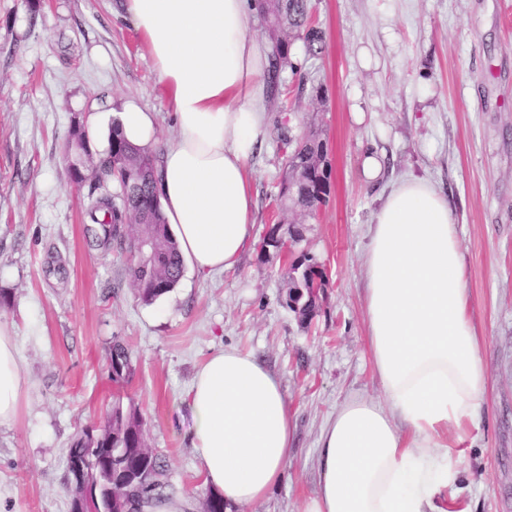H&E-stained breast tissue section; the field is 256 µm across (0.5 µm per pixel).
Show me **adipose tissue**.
Here are the masks:
<instances>
[{
    "label": "adipose tissue",
    "mask_w": 512,
    "mask_h": 512,
    "mask_svg": "<svg viewBox=\"0 0 512 512\" xmlns=\"http://www.w3.org/2000/svg\"><path fill=\"white\" fill-rule=\"evenodd\" d=\"M176 130L155 160L156 192L184 260L233 268L255 224L247 164L268 122L270 46L252 35L256 0H124ZM125 139L155 143L159 115L121 101ZM366 329L383 400L336 409L319 438L315 492L302 512H448L462 444L487 374L454 207L432 183L404 178L383 196L364 263ZM21 360L0 323V426L20 409ZM191 446L228 504L267 497L284 477L293 424L278 379L234 348L213 353L190 390Z\"/></svg>",
    "instance_id": "adipose-tissue-1"
}]
</instances>
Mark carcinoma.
<instances>
[{
	"label": "carcinoma",
	"instance_id": "cac0c4a2",
	"mask_svg": "<svg viewBox=\"0 0 512 512\" xmlns=\"http://www.w3.org/2000/svg\"><path fill=\"white\" fill-rule=\"evenodd\" d=\"M260 16L265 36L271 42L272 91H278L281 74L291 66L289 47L299 39L306 52L315 56L322 52L325 34L309 19L307 0H259ZM280 140L284 147L285 164H302L307 169L305 180L293 186L282 184L281 200L284 207L312 215L326 202L328 171L325 168V145L321 132L309 129L301 141H294L287 132ZM101 179H88L90 202L84 212L85 233L95 246L110 250L118 247L132 254L142 235L150 236L156 247L155 259L150 264L129 260V279L145 304L171 291L183 274V259L178 245L165 222L160 202L154 192V160L151 152L127 142L120 125L112 123L110 146L99 157ZM115 190H110L108 183ZM320 291L305 294V306L292 309L300 321H308L314 314ZM110 377L118 387L129 382L131 357L126 345L117 342L110 356ZM80 459L84 463V482L95 484L105 475L121 469H140L150 481V492L141 497L133 488L129 497L138 512L158 509L168 499L167 464L163 457L149 448L143 430V420L134 406L124 407L116 399L107 411L104 426L92 434L82 431L73 440L67 462Z\"/></svg>",
	"mask_w": 512,
	"mask_h": 512
}]
</instances>
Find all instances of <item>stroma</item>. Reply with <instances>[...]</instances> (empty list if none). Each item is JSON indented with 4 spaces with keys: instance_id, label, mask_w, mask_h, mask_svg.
I'll list each match as a JSON object with an SVG mask.
<instances>
[{
    "instance_id": "stroma-1",
    "label": "stroma",
    "mask_w": 512,
    "mask_h": 512,
    "mask_svg": "<svg viewBox=\"0 0 512 512\" xmlns=\"http://www.w3.org/2000/svg\"><path fill=\"white\" fill-rule=\"evenodd\" d=\"M325 50L293 41L263 143L248 164L255 236L295 213L279 199L281 129L309 123L328 146L331 191L288 253L248 245L223 272L185 267L142 303L126 253L91 246L89 188L63 161L75 115L135 98L158 112L159 146L175 131L152 61L122 0H0V322L14 331L24 391L0 427V512H70L66 455L104 422L113 400L139 409L147 443L170 473L169 499L203 512L210 493L191 448L188 390L214 351L234 347L279 379L293 417V455L280 485L231 512H302L317 487L322 428L347 397L379 399L365 328L364 255L382 196L427 179L451 199L488 386L463 444L455 506L512 512V0H309ZM377 154V180L362 174ZM327 286L309 322L285 305L299 256ZM131 352L123 388L109 377L114 343Z\"/></svg>"
}]
</instances>
